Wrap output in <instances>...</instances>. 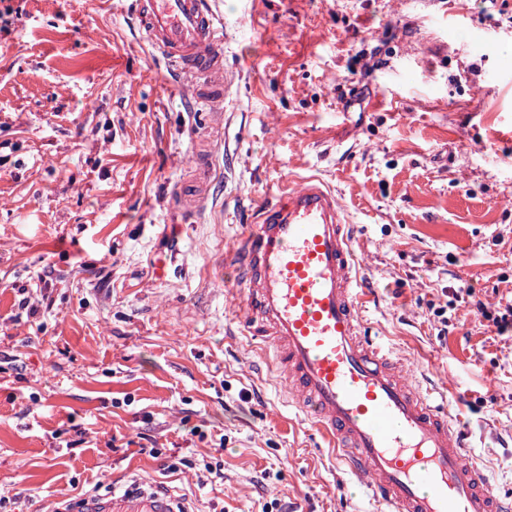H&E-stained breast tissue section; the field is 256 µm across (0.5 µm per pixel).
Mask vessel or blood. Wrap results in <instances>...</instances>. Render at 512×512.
Segmentation results:
<instances>
[{
    "mask_svg": "<svg viewBox=\"0 0 512 512\" xmlns=\"http://www.w3.org/2000/svg\"><path fill=\"white\" fill-rule=\"evenodd\" d=\"M156 56L191 79L193 95L220 112L230 91L226 32L213 0H135ZM237 249L249 294L244 333L271 347L273 366L297 409L370 495L394 512H512L447 400L416 388L404 363L366 335L368 301L341 199L312 178L259 206ZM64 512H192L155 487L86 496Z\"/></svg>",
    "mask_w": 512,
    "mask_h": 512,
    "instance_id": "1",
    "label": "vessel or blood"
}]
</instances>
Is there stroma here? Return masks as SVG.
<instances>
[{"label": "stroma", "instance_id": "obj_1", "mask_svg": "<svg viewBox=\"0 0 512 512\" xmlns=\"http://www.w3.org/2000/svg\"><path fill=\"white\" fill-rule=\"evenodd\" d=\"M131 2L0 0V512L137 481L193 512H380L281 398L217 264L310 176L355 226L367 330L420 388L463 394L512 494V329L491 321L512 304V0H217L234 84L209 120ZM200 149L208 199L184 217Z\"/></svg>", "mask_w": 512, "mask_h": 512}]
</instances>
